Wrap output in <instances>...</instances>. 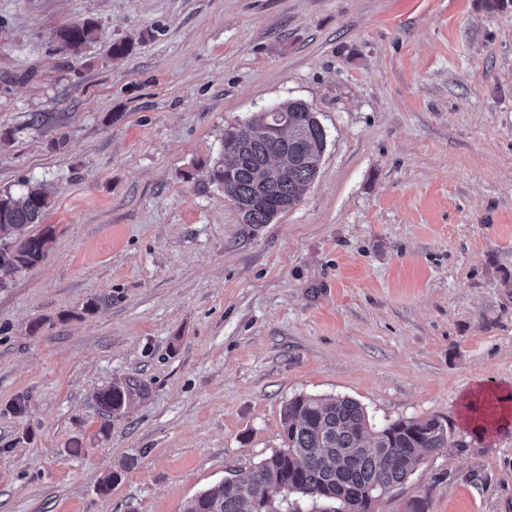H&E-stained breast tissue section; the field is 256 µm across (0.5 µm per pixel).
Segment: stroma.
<instances>
[{"label": "stroma", "mask_w": 512, "mask_h": 512, "mask_svg": "<svg viewBox=\"0 0 512 512\" xmlns=\"http://www.w3.org/2000/svg\"><path fill=\"white\" fill-rule=\"evenodd\" d=\"M289 100L319 173L241 223L224 129ZM5 128L0 189L43 183L51 243L0 288V512H183L298 395L452 426L376 512H512V425L462 408L512 390V0H0ZM97 26L92 22L65 27L58 32L62 47L72 54H79L83 47L96 39ZM130 390L120 386H110L99 390L95 394V405L101 412L112 413L121 410Z\"/></svg>", "instance_id": "stroma-1"}]
</instances>
